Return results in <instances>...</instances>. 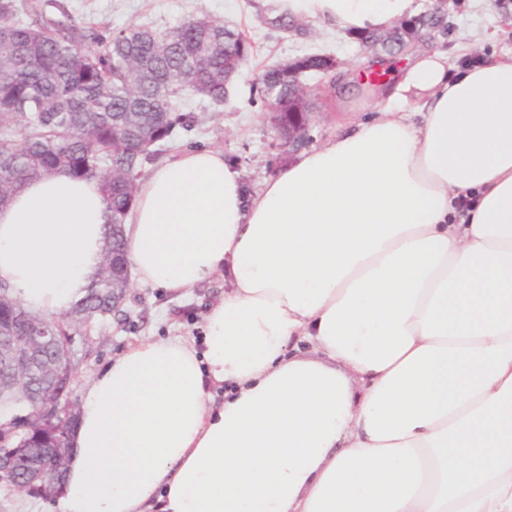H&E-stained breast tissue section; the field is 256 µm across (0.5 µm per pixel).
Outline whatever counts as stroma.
Wrapping results in <instances>:
<instances>
[{"label":"stroma","mask_w":512,"mask_h":512,"mask_svg":"<svg viewBox=\"0 0 512 512\" xmlns=\"http://www.w3.org/2000/svg\"><path fill=\"white\" fill-rule=\"evenodd\" d=\"M76 21L106 25L118 31L144 26L163 33L192 18H210L236 27L252 45L247 63L229 87L224 103L214 104L194 94L182 96L184 113L192 116L191 130L158 145V160L166 162L182 152L219 149L234 165L251 191H258L292 161L281 146L257 82L270 66L295 58L324 54L336 68L326 74H303L311 90L308 147L330 140L336 133L333 118L338 110L354 111L362 121L375 112L369 91L357 88L373 58L356 37L295 16L290 27L279 23L275 0H64ZM447 25L424 28L419 39L404 52L385 54L383 65L399 64L403 55L441 51L450 69L512 49V0H448ZM230 285L215 276L178 297L151 285L132 283L121 315L95 320L76 336L72 399H80L87 382L103 372L129 344L143 339H201L210 305L223 299Z\"/></svg>","instance_id":"obj_1"}]
</instances>
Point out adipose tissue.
<instances>
[{
	"instance_id": "adipose-tissue-1",
	"label": "adipose tissue",
	"mask_w": 512,
	"mask_h": 512,
	"mask_svg": "<svg viewBox=\"0 0 512 512\" xmlns=\"http://www.w3.org/2000/svg\"><path fill=\"white\" fill-rule=\"evenodd\" d=\"M276 2L349 34L415 12ZM374 109L253 194L219 149L140 182L138 282L231 289L201 344H131L87 383L58 512H512V53L416 54ZM105 222L97 181L28 183L0 283L68 311Z\"/></svg>"
}]
</instances>
